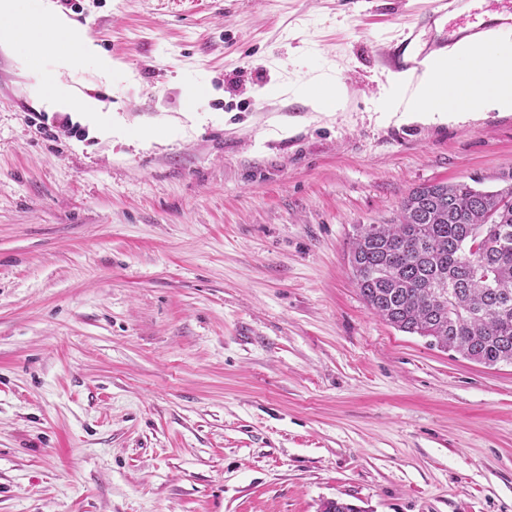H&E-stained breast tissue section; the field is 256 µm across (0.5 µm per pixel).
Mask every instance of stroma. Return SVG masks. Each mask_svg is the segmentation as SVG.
Returning <instances> with one entry per match:
<instances>
[{
	"label": "stroma",
	"mask_w": 512,
	"mask_h": 512,
	"mask_svg": "<svg viewBox=\"0 0 512 512\" xmlns=\"http://www.w3.org/2000/svg\"><path fill=\"white\" fill-rule=\"evenodd\" d=\"M51 2L113 67L0 47V512H512V365L348 262L413 188L512 174V112L385 109L434 0ZM313 72L343 110L263 94ZM41 97L44 105L49 110H58L70 103V95L67 88L61 84L54 83L52 79L46 80Z\"/></svg>",
	"instance_id": "obj_1"
}]
</instances>
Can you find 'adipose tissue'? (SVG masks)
<instances>
[{
	"label": "adipose tissue",
	"mask_w": 512,
	"mask_h": 512,
	"mask_svg": "<svg viewBox=\"0 0 512 512\" xmlns=\"http://www.w3.org/2000/svg\"><path fill=\"white\" fill-rule=\"evenodd\" d=\"M23 42L29 60L57 53L67 59L92 60L110 69L95 41L75 30L70 20L47 0H36L21 10L20 0H0V42ZM404 90L387 106L391 112H426L447 117L451 112H472L485 104L512 112V31L491 28L478 39L466 38L424 62L400 79ZM293 96L307 100L313 111L344 107L346 94L325 74L295 84Z\"/></svg>",
	"instance_id": "1"
}]
</instances>
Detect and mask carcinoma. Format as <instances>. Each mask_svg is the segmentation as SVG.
<instances>
[{"label": "carcinoma", "instance_id": "1", "mask_svg": "<svg viewBox=\"0 0 512 512\" xmlns=\"http://www.w3.org/2000/svg\"><path fill=\"white\" fill-rule=\"evenodd\" d=\"M373 312L489 367L512 364V201L465 182L411 190L390 224H365L350 249Z\"/></svg>", "mask_w": 512, "mask_h": 512}]
</instances>
